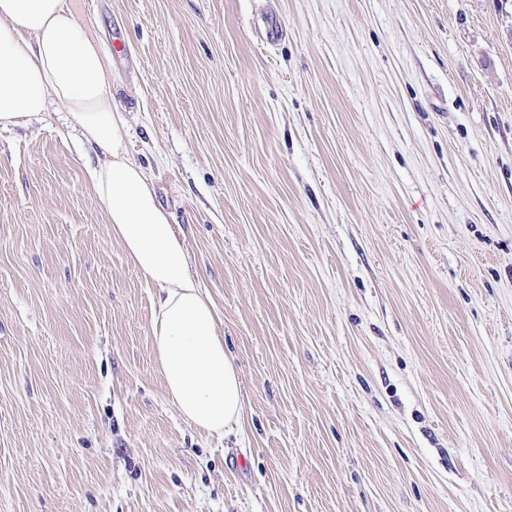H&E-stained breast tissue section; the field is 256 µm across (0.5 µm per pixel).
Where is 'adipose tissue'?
I'll list each match as a JSON object with an SVG mask.
<instances>
[{
  "instance_id": "ef3b65f1",
  "label": "adipose tissue",
  "mask_w": 512,
  "mask_h": 512,
  "mask_svg": "<svg viewBox=\"0 0 512 512\" xmlns=\"http://www.w3.org/2000/svg\"><path fill=\"white\" fill-rule=\"evenodd\" d=\"M56 105L66 109L81 140L104 154L87 170L91 192L128 259L161 291L152 334L167 395L184 419L209 433L243 428L238 371L214 307L190 272L184 237L130 155L103 44L73 0H0V126Z\"/></svg>"
}]
</instances>
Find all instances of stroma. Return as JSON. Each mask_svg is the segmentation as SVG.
I'll list each match as a JSON object with an SVG mask.
<instances>
[{"instance_id": "stroma-1", "label": "stroma", "mask_w": 512, "mask_h": 512, "mask_svg": "<svg viewBox=\"0 0 512 512\" xmlns=\"http://www.w3.org/2000/svg\"><path fill=\"white\" fill-rule=\"evenodd\" d=\"M220 318L186 422L64 113L0 128V512H512V0H76Z\"/></svg>"}]
</instances>
